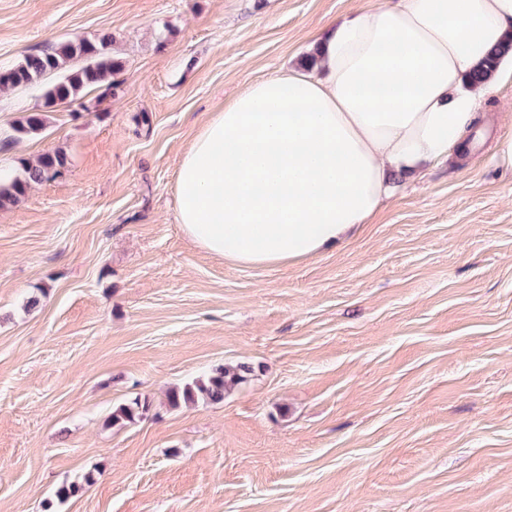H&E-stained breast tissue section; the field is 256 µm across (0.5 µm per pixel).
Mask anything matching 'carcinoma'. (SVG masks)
I'll return each instance as SVG.
<instances>
[{"label": "carcinoma", "instance_id": "carcinoma-1", "mask_svg": "<svg viewBox=\"0 0 512 512\" xmlns=\"http://www.w3.org/2000/svg\"><path fill=\"white\" fill-rule=\"evenodd\" d=\"M112 35L100 34L94 38L68 40L51 46L39 53L27 55L24 60L0 70V91L18 87L43 86L45 106L71 104L79 94L95 89L122 69V64L110 54ZM512 51V42L496 47L489 53L479 70L472 74V81L480 86L492 75L502 55ZM83 60L77 69L69 68L71 61ZM52 73L60 78L42 85ZM44 126L43 115L35 112L14 127L17 136L38 133ZM22 174L8 185H0V208L15 204L34 184L60 179L66 174V158L59 151L45 152L36 161H20ZM250 369L244 365L219 366L207 375L194 379L168 392V402L178 408L198 400L221 403L228 390L245 380ZM148 398H135L112 408L109 421L114 427H124L144 418L151 410Z\"/></svg>", "mask_w": 512, "mask_h": 512}]
</instances>
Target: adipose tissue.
<instances>
[{"label": "adipose tissue", "instance_id": "ef3b65f1", "mask_svg": "<svg viewBox=\"0 0 512 512\" xmlns=\"http://www.w3.org/2000/svg\"><path fill=\"white\" fill-rule=\"evenodd\" d=\"M512 0H383L332 22L314 67L248 84L201 124L176 177L197 247L238 266L315 257L371 223L412 177L460 150L481 102L512 82ZM512 50V40L502 46L496 47L489 53L479 70H476L471 78L476 86H480L492 75L499 64L500 58Z\"/></svg>", "mask_w": 512, "mask_h": 512}]
</instances>
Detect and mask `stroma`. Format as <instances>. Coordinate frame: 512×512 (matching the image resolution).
<instances>
[{"instance_id":"1","label":"stroma","mask_w":512,"mask_h":512,"mask_svg":"<svg viewBox=\"0 0 512 512\" xmlns=\"http://www.w3.org/2000/svg\"><path fill=\"white\" fill-rule=\"evenodd\" d=\"M373 2L0 0V70L102 32L123 63L67 107L0 93V157L68 164L0 209V512H512L511 82L470 154L315 258L235 266L175 220L198 126ZM240 363L223 403L169 406ZM152 404L146 397L135 398L112 408L109 421L112 427H124L143 419L151 410Z\"/></svg>"}]
</instances>
